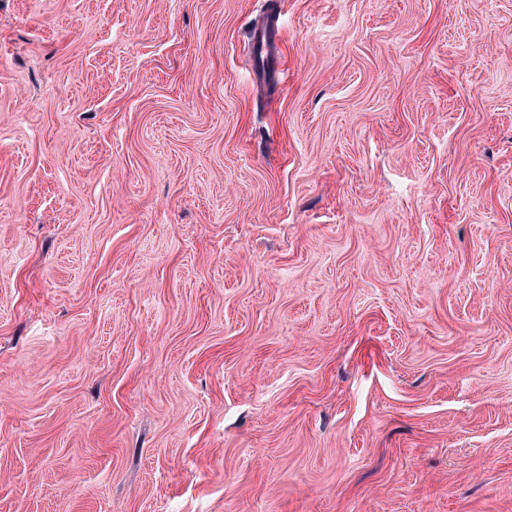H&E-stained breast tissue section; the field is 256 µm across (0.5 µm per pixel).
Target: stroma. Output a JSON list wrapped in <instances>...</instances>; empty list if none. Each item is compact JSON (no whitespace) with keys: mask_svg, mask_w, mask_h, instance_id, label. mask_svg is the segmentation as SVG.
Returning a JSON list of instances; mask_svg holds the SVG:
<instances>
[{"mask_svg":"<svg viewBox=\"0 0 512 512\" xmlns=\"http://www.w3.org/2000/svg\"><path fill=\"white\" fill-rule=\"evenodd\" d=\"M0 512H512V0H0Z\"/></svg>","mask_w":512,"mask_h":512,"instance_id":"35a3bbf8","label":"stroma"}]
</instances>
